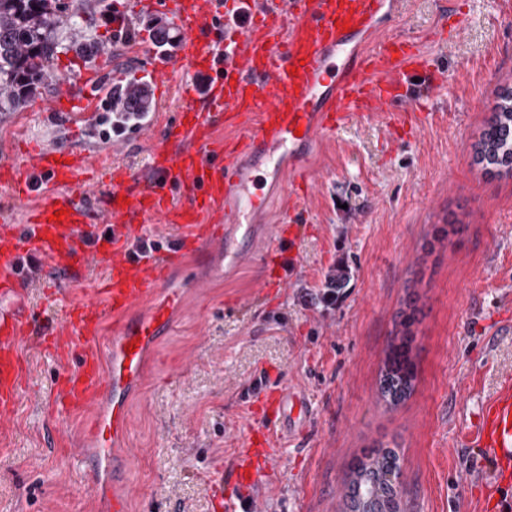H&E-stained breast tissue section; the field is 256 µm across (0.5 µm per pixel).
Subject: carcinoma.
Segmentation results:
<instances>
[{
	"mask_svg": "<svg viewBox=\"0 0 512 512\" xmlns=\"http://www.w3.org/2000/svg\"><path fill=\"white\" fill-rule=\"evenodd\" d=\"M58 0H0V112L15 109L33 98L40 89L59 79L53 68L58 54L66 45L56 34L65 25L82 31L78 15H62ZM475 161L490 172L512 175V87L501 89L491 119L475 144ZM414 313L400 320L399 342L392 343L380 374L379 393L382 399L390 395L405 400L412 392L417 377L411 356L409 327ZM362 469L369 473L367 482L390 475L400 481L401 465L397 452L379 445L364 453L351 466L350 472ZM373 498L367 490L350 481L346 483L345 509L360 508ZM373 512H405V505L392 495L373 503Z\"/></svg>",
	"mask_w": 512,
	"mask_h": 512,
	"instance_id": "1",
	"label": "carcinoma"
}]
</instances>
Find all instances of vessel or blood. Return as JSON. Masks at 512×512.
I'll return each mask as SVG.
<instances>
[{
    "label": "vessel or blood",
    "mask_w": 512,
    "mask_h": 512,
    "mask_svg": "<svg viewBox=\"0 0 512 512\" xmlns=\"http://www.w3.org/2000/svg\"><path fill=\"white\" fill-rule=\"evenodd\" d=\"M403 0H133V12L163 10L180 37L174 54L154 48L140 54L143 81L120 84L82 70L81 94L57 87L46 101L45 124L61 132L82 130L79 144L35 143L21 160L0 163V186L16 201L26 200L34 178L55 185L12 224L0 215V416L9 414L20 394L24 373L19 341L34 334L36 312L23 286L18 263L34 256L47 263L57 288L86 280L94 262L105 265L96 299L70 309L67 318L38 334L41 348L64 366L54 404L61 411L109 401L87 435L99 461L125 432L129 395L145 371L148 349L172 327L181 295L168 291L172 268L205 243L214 266L237 261L240 241L227 227H243L251 238V210L269 202L255 170L264 164L287 167L290 189L283 220L264 227L261 255L269 282L285 283L277 273L280 245L293 232L301 200L312 193L304 150L334 134L352 117H385L388 128L416 122L420 99L449 80L434 69L416 37L380 35L383 16L399 19ZM244 22L228 26L229 10ZM185 78L173 117L168 76ZM210 78L205 95L192 88L195 77ZM111 101L112 111L98 105ZM112 136L99 135L104 120ZM237 133L222 140L218 121ZM149 145L145 168L119 164L132 147ZM63 221H52L57 209ZM181 230L165 253L136 259L130 239L151 218ZM167 303H156L161 291ZM109 347H102L104 332ZM135 352H128V345ZM298 397L281 383L263 395L264 422L255 424L234 471L235 484H258L273 459L272 437L288 426V409ZM476 444L493 463L486 496L495 512H512V499L498 491L512 484V380L483 406Z\"/></svg>",
    "instance_id": "b4317fda"
}]
</instances>
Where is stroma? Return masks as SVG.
Segmentation results:
<instances>
[{
  "mask_svg": "<svg viewBox=\"0 0 512 512\" xmlns=\"http://www.w3.org/2000/svg\"><path fill=\"white\" fill-rule=\"evenodd\" d=\"M469 22L447 44L434 41L438 0H405L392 29L416 36L435 68L453 73L428 101L414 134L389 136L382 120L346 121L313 146L316 189L304 203L301 266L285 287L263 288L250 255L212 277L205 249L170 285L182 293L173 326L148 352L130 399L115 465L91 485L72 453L96 407L45 414L60 369L31 338L19 343L25 371L12 414L0 418V512H224L211 485L243 451L262 414L252 384L265 371L300 392L307 418L276 441L277 457L253 493L261 512H341L349 466L385 445L400 454L406 512H486L490 468L471 433L482 403L512 378V177L484 172L474 144L512 86V0H459ZM117 0H63L84 30L56 71L77 67L137 79L123 45H153L161 12L112 31ZM39 98L0 112V160L24 144L50 141ZM345 265L335 305L316 298L329 270ZM45 304V274L30 283L41 321L58 322L90 298L104 275ZM208 281L192 288L191 280ZM417 380L398 406L379 395V376L406 301Z\"/></svg>",
  "mask_w": 512,
  "mask_h": 512,
  "instance_id": "35a3bbf8",
  "label": "stroma"
}]
</instances>
